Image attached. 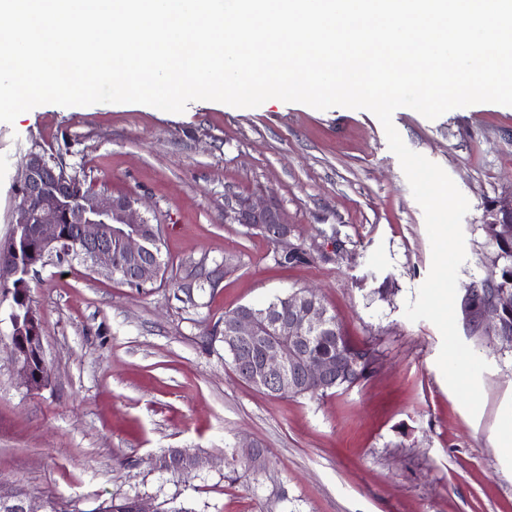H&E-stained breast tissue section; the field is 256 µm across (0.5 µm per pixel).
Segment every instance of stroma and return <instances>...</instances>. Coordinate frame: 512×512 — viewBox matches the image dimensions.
I'll list each match as a JSON object with an SVG mask.
<instances>
[{
  "label": "stroma",
  "instance_id": "1",
  "mask_svg": "<svg viewBox=\"0 0 512 512\" xmlns=\"http://www.w3.org/2000/svg\"><path fill=\"white\" fill-rule=\"evenodd\" d=\"M404 143L440 165L469 201L459 284L485 277L487 203L512 196V107L480 103L429 120L400 108ZM32 151L104 196L133 193L162 228L163 281L135 289L49 260L29 274L50 384L20 381L0 294V480L94 512L139 495L159 512H512V456L497 446L512 416V349L457 316L490 368L470 415L437 366L434 324L409 321L431 263L424 213L370 111L300 103L235 108L194 101L175 114L141 104L37 106L0 122V238ZM263 192L283 209L305 263L275 265V246L224 221L228 195ZM215 290L185 294L192 266L224 269ZM391 291L379 297V281ZM316 289L372 372L326 396L274 398L244 383L224 352V314ZM254 442L266 468H230ZM193 448L203 468L159 467Z\"/></svg>",
  "mask_w": 512,
  "mask_h": 512
}]
</instances>
